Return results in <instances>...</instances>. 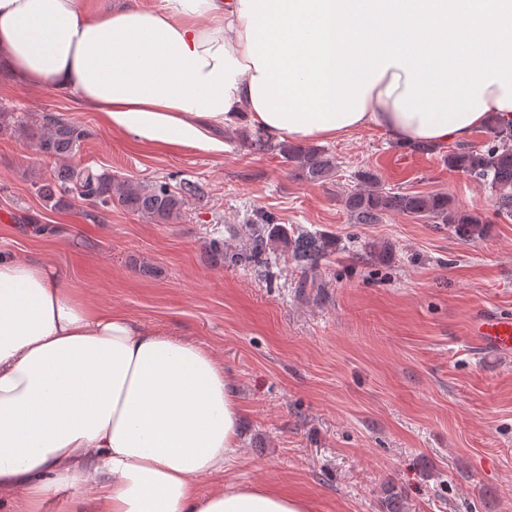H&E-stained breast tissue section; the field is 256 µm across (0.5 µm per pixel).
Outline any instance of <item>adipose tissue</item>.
<instances>
[{"label":"adipose tissue","mask_w":512,"mask_h":512,"mask_svg":"<svg viewBox=\"0 0 512 512\" xmlns=\"http://www.w3.org/2000/svg\"><path fill=\"white\" fill-rule=\"evenodd\" d=\"M0 61L163 150L220 155L238 117L293 142L367 127L463 143L512 120V0H0ZM207 345L91 306L0 256V498L37 512H311L268 484L200 494L238 454Z\"/></svg>","instance_id":"obj_1"}]
</instances>
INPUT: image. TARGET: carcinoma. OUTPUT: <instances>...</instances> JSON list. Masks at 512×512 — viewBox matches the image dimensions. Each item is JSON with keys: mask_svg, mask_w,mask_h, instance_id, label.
Returning a JSON list of instances; mask_svg holds the SVG:
<instances>
[{"mask_svg": "<svg viewBox=\"0 0 512 512\" xmlns=\"http://www.w3.org/2000/svg\"><path fill=\"white\" fill-rule=\"evenodd\" d=\"M20 130L43 156L54 160H65L75 155L85 138L80 126L56 117H50L35 127L22 126ZM485 134L488 137L485 144L455 147L448 151L446 162L449 169L465 173L491 189L495 212L512 217V121L493 117L485 127ZM246 143L257 154L278 153L291 167V175L302 181L323 183L336 175L335 157L321 148L278 142L259 129L246 136ZM358 181V187L343 200L354 224H376L384 214L399 212L451 227L465 242H476L486 233L485 218L456 208L444 193L420 195L386 191L377 177L366 171L358 174ZM75 190L80 191V197L90 201L99 211H110L117 204L162 224L177 220L188 199H204L203 187L191 180L180 181L174 189L165 182L132 187L116 180L106 170L75 165L66 166L58 172L55 182L39 188L45 202L55 208L66 207ZM243 234L246 247L229 257L232 262L258 263L266 250L280 245L290 251L298 266L313 271L330 246L325 239L290 235L285 226L265 212L244 225Z\"/></svg>", "mask_w": 512, "mask_h": 512, "instance_id": "obj_1", "label": "carcinoma"}]
</instances>
